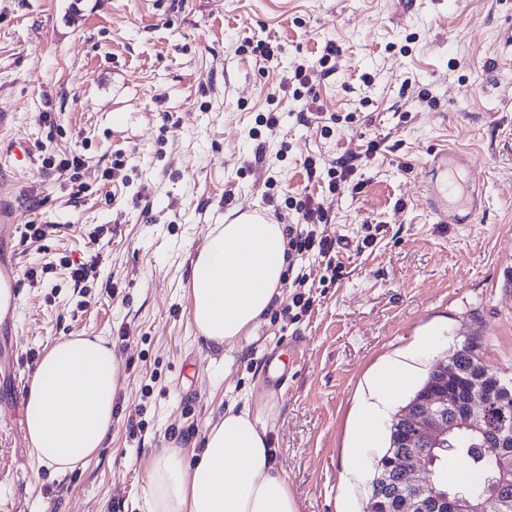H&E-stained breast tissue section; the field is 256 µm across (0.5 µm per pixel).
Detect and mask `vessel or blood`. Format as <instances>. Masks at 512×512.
Wrapping results in <instances>:
<instances>
[{"label": "vessel or blood", "mask_w": 512, "mask_h": 512, "mask_svg": "<svg viewBox=\"0 0 512 512\" xmlns=\"http://www.w3.org/2000/svg\"><path fill=\"white\" fill-rule=\"evenodd\" d=\"M34 148L26 139L15 137L6 147H0V158H7L13 174L26 172L32 162ZM470 159L458 151L443 147L432 152L424 166L425 203L436 223L473 224L478 218L476 205L460 202L456 207L448 205V173L456 168H470ZM17 211L12 204L11 193L0 192V310L11 312L17 304L21 270L18 255L11 247L16 227Z\"/></svg>", "instance_id": "b4317fda"}]
</instances>
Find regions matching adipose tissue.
<instances>
[{
	"label": "adipose tissue",
	"mask_w": 512,
	"mask_h": 512,
	"mask_svg": "<svg viewBox=\"0 0 512 512\" xmlns=\"http://www.w3.org/2000/svg\"><path fill=\"white\" fill-rule=\"evenodd\" d=\"M288 266L283 225L243 216L217 225L191 266L186 293L199 333L217 345L254 338L281 293ZM120 363L103 338L55 343L37 362L24 402L31 456L58 473L84 463L112 429ZM379 406L354 421L348 470L366 463ZM147 512H298L250 405L229 404L208 423L202 452L170 445L147 470Z\"/></svg>",
	"instance_id": "obj_1"
}]
</instances>
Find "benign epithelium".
<instances>
[{
    "mask_svg": "<svg viewBox=\"0 0 512 512\" xmlns=\"http://www.w3.org/2000/svg\"><path fill=\"white\" fill-rule=\"evenodd\" d=\"M512 410L506 387L463 376L448 356L437 358L427 378L394 415L391 448L375 465L364 512H512V422L489 426L488 405ZM469 434L495 447L486 493L474 497L448 486L444 471L452 439Z\"/></svg>",
    "mask_w": 512,
    "mask_h": 512,
    "instance_id": "benign-epithelium-1",
    "label": "benign epithelium"
}]
</instances>
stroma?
Returning a JSON list of instances; mask_svg holds the SVG:
<instances>
[{
    "label": "stroma",
    "mask_w": 512,
    "mask_h": 512,
    "mask_svg": "<svg viewBox=\"0 0 512 512\" xmlns=\"http://www.w3.org/2000/svg\"><path fill=\"white\" fill-rule=\"evenodd\" d=\"M511 26L512 0H0L1 133L35 150L12 185L18 222L56 227L17 241L21 266L94 267L78 286L61 267L21 283V364L0 368V512H146L150 460L171 443L201 453L232 402L268 403L298 512H363L371 471L346 474L344 443L372 367L408 363L411 391L438 350L472 342L512 373ZM247 40L279 52L263 60ZM330 45L329 72L316 70ZM301 64L309 108L294 96ZM272 103L273 132L258 121ZM446 144L474 162L448 200L475 195L476 223H434L424 203L423 166ZM75 155L76 174L59 176ZM347 157L353 175L329 191ZM303 191L338 241L335 270L312 271L311 308L282 318L289 270L255 338L205 341L184 292L197 250L243 208L296 223L283 203ZM75 336L111 342L123 383L102 448L61 474L29 453L24 397L46 350Z\"/></svg>",
    "instance_id": "stroma-1"
}]
</instances>
